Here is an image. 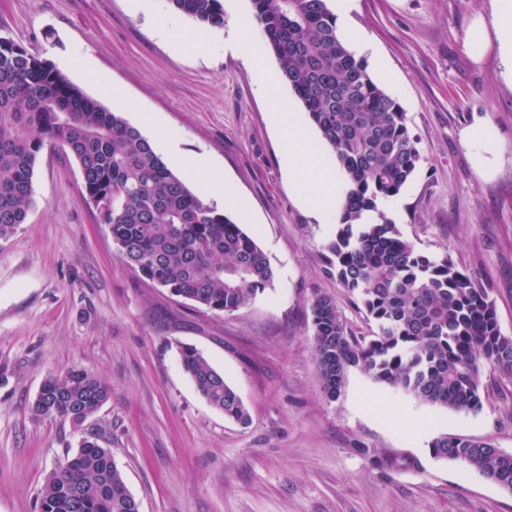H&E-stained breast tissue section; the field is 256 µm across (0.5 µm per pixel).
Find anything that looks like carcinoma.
<instances>
[{
	"instance_id": "obj_1",
	"label": "carcinoma",
	"mask_w": 512,
	"mask_h": 512,
	"mask_svg": "<svg viewBox=\"0 0 512 512\" xmlns=\"http://www.w3.org/2000/svg\"><path fill=\"white\" fill-rule=\"evenodd\" d=\"M195 21L224 25L223 0H169ZM281 76L333 152L346 190L329 245V265L376 321L378 333L347 331L335 301L311 303L316 369L325 397L339 396L348 371L456 412L482 407L479 373L489 363L512 380V336L499 327L485 289L444 255L403 239L378 202L398 195L420 159L406 113L336 32L329 0H250ZM77 161L87 201L126 263L157 288L209 310L233 313L272 286L274 270L241 225L192 192L149 140L118 111L90 98L49 60L0 36V240L24 223L33 176L48 145ZM203 398L246 425L236 392L193 346L179 347ZM110 385L85 369L51 374L31 412L81 433L78 449L47 476L38 512H138L110 449L85 423L109 400ZM430 452L461 462L512 491V452L440 434Z\"/></svg>"
}]
</instances>
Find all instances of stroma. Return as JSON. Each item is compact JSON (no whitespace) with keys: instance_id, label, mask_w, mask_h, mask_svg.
Instances as JSON below:
<instances>
[{"instance_id":"stroma-1","label":"stroma","mask_w":512,"mask_h":512,"mask_svg":"<svg viewBox=\"0 0 512 512\" xmlns=\"http://www.w3.org/2000/svg\"><path fill=\"white\" fill-rule=\"evenodd\" d=\"M224 26L206 27L168 0H0V35L41 55L92 98L123 113L174 166L207 157L248 203L231 210L268 256L274 285L247 307L215 313L171 296L126 264L85 199L79 166L45 147L24 224L0 240V512H37L46 476L78 438L37 418L46 376L84 368L110 399L91 422L103 435L139 512H512V492L429 452L441 434L512 451V381L480 369L482 407L458 413L351 369L324 396L310 304L332 297L355 336L376 322L329 270L336 217L315 221L285 171L288 142L271 106L308 115L287 83L259 91L253 61L278 70L250 0H223ZM492 0H354L350 28L368 36L375 82L396 100L420 161L379 207L403 239L448 256L485 288L512 336V87L496 49L474 59L467 36L491 19ZM248 24L256 53L235 49L231 23ZM97 77L89 82L83 73ZM120 89L101 97L99 85ZM497 132L480 170L473 125ZM196 346L250 414L242 426L199 394L178 343Z\"/></svg>"}]
</instances>
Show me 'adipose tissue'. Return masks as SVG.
<instances>
[{
  "label": "adipose tissue",
  "instance_id": "adipose-tissue-1",
  "mask_svg": "<svg viewBox=\"0 0 512 512\" xmlns=\"http://www.w3.org/2000/svg\"><path fill=\"white\" fill-rule=\"evenodd\" d=\"M492 25L477 23L471 30L469 48L473 57H482L489 41H496L497 50L504 67L503 76L512 84V0H493ZM271 120L277 128L286 130L288 136V159L286 170L289 177L302 186L301 200L314 216L338 210L341 199L336 193L339 173L322 167L309 131L296 119L285 118L275 112ZM193 174L204 190L217 202L230 207L244 208L245 202L227 183L223 173L206 159H198Z\"/></svg>",
  "mask_w": 512,
  "mask_h": 512
}]
</instances>
